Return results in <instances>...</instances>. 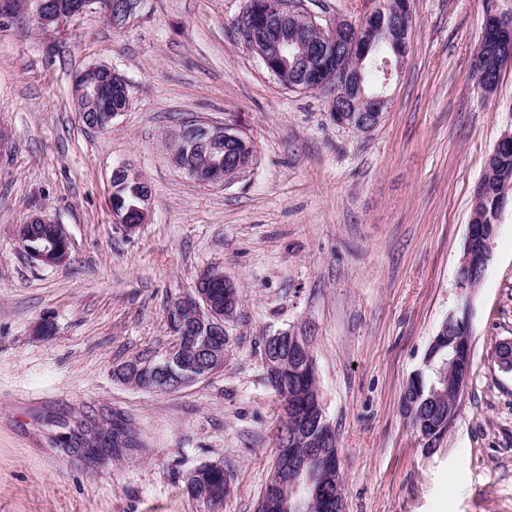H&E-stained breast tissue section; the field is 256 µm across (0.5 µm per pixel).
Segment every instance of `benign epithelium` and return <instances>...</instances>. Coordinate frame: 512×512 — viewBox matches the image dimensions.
<instances>
[{
	"label": "benign epithelium",
	"instance_id": "benign-epithelium-1",
	"mask_svg": "<svg viewBox=\"0 0 512 512\" xmlns=\"http://www.w3.org/2000/svg\"><path fill=\"white\" fill-rule=\"evenodd\" d=\"M409 0H387L374 13L358 23L350 21H336L322 24L316 17L298 9L297 5L285 0L271 13L259 9L253 14H245L239 21L242 32L255 33L259 29L273 25L277 22L289 21L297 33L296 48L299 52L294 54V62L303 73L313 72V80L309 81V88H318L322 85L320 77L327 71H332L333 97L336 105L332 106L339 123L352 127L361 132L373 130L381 121L384 110L387 108L389 98L384 94L368 95L364 92V61L369 57L374 44L381 41L392 46L395 60H383L382 68L386 76H391L392 69L399 67L406 51L410 36V20L408 12ZM31 8L36 24L43 30L56 28L69 18L83 12L89 6H95L103 16L118 19L117 27H127L137 16L141 0H72L66 7H61L52 0H0V11L11 14L18 5ZM481 40L487 50L483 55L475 57L474 74L478 89L481 93L489 95L496 88V82L488 79L487 73L500 65L512 60V13L503 12L492 4L487 8ZM259 56L263 67L272 69L279 63H288V52L293 50L290 42L265 41L262 46H253ZM102 71L112 72V67L105 64H92L81 71L76 78L75 96L78 100L88 98L97 99L108 94L107 85L103 84L99 74ZM248 136V133L239 125L222 122H208L198 120L193 123L189 131L178 134L170 139L173 155L197 156L203 147L221 140H234ZM248 165L237 164L229 173L219 164L203 160L199 164L188 167L187 173L200 183L222 181L230 184L250 172ZM483 188L476 185L473 190L474 224L469 226L467 248L461 258L457 270L458 287L471 288L468 272L476 266L486 268L491 258L493 236L483 233L480 204ZM113 223L128 237L135 235L146 222L149 212V199H142V206L137 208V219L129 220L130 211L117 199H112ZM53 224L58 232L46 240L44 251L35 256L37 263L43 266L60 268L70 261L71 241L65 227L47 215L33 214L27 224ZM227 283L224 270L220 266L206 269L197 278L192 292L177 299L172 306L171 320L176 328L177 336H192V351L199 353L204 360L191 363L184 360L179 344H174L167 355L157 361L138 362L134 373L123 371L119 374L122 381L135 385L138 374L145 373L148 377L156 376L164 382L163 389L183 387L198 379V372L205 366H214L224 360L223 350L217 348L211 336L194 335L193 326L188 324L185 314L194 313V318L218 331L224 327V321L233 317L235 305L234 298L224 294V306L215 304L208 293L213 285L221 286ZM287 337L292 345L293 358L299 362L309 358L311 347L307 337L298 333L283 332L277 338ZM323 447L336 446V434L327 422L324 413H319L316 421ZM307 460L298 461L293 455H288L279 466L281 470H288L291 474L290 486L298 490H312L311 482H304L301 476L306 472Z\"/></svg>",
	"mask_w": 512,
	"mask_h": 512
}]
</instances>
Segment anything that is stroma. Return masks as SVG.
I'll return each mask as SVG.
<instances>
[{
    "label": "stroma",
    "mask_w": 512,
    "mask_h": 512,
    "mask_svg": "<svg viewBox=\"0 0 512 512\" xmlns=\"http://www.w3.org/2000/svg\"><path fill=\"white\" fill-rule=\"evenodd\" d=\"M379 3L302 7L358 22ZM246 5L144 0L121 31L92 9L48 31L0 16V512H256L282 420L263 344L285 331L310 341L346 512H512V371L495 353L512 341V207L475 294L456 285L473 189L512 127V64L490 96L473 72L487 0H410V48L368 133L336 123L331 92L267 73L237 33ZM93 63L130 85L107 131L72 95ZM188 117L244 127L254 169L228 185L177 169L166 136ZM122 162L152 192L130 237L109 201ZM38 212L66 227V266L24 252L17 226ZM215 264L242 295L223 368L174 392L118 381L172 346L169 306ZM453 312L469 315L471 372L428 453L399 396ZM116 419L135 449L88 453ZM211 462L232 475L216 508L183 490Z\"/></svg>",
    "instance_id": "obj_1"
}]
</instances>
